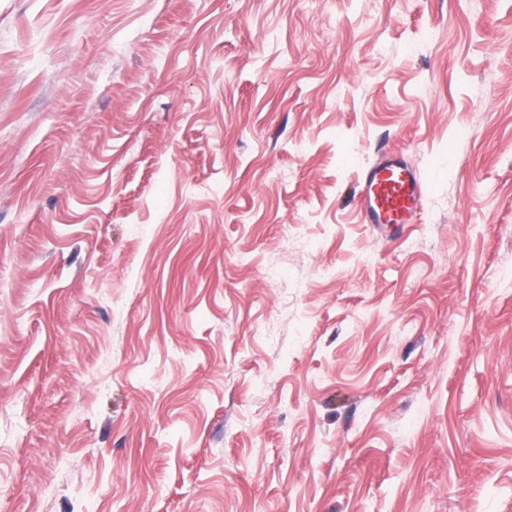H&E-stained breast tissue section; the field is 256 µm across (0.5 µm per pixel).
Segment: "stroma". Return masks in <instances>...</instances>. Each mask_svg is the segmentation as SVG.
Wrapping results in <instances>:
<instances>
[{
    "label": "stroma",
    "instance_id": "35a3bbf8",
    "mask_svg": "<svg viewBox=\"0 0 512 512\" xmlns=\"http://www.w3.org/2000/svg\"><path fill=\"white\" fill-rule=\"evenodd\" d=\"M0 512H512V0H0ZM427 179L403 153L383 151L360 171L359 209L364 224L387 235L420 223Z\"/></svg>",
    "mask_w": 512,
    "mask_h": 512
}]
</instances>
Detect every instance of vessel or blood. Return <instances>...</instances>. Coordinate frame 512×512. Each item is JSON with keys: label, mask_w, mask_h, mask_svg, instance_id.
I'll return each mask as SVG.
<instances>
[{"label": "vessel or blood", "mask_w": 512, "mask_h": 512, "mask_svg": "<svg viewBox=\"0 0 512 512\" xmlns=\"http://www.w3.org/2000/svg\"><path fill=\"white\" fill-rule=\"evenodd\" d=\"M426 184L424 173L403 154L381 152L360 171L358 203L364 223L390 235L401 225L419 223Z\"/></svg>", "instance_id": "vessel-or-blood-1"}]
</instances>
